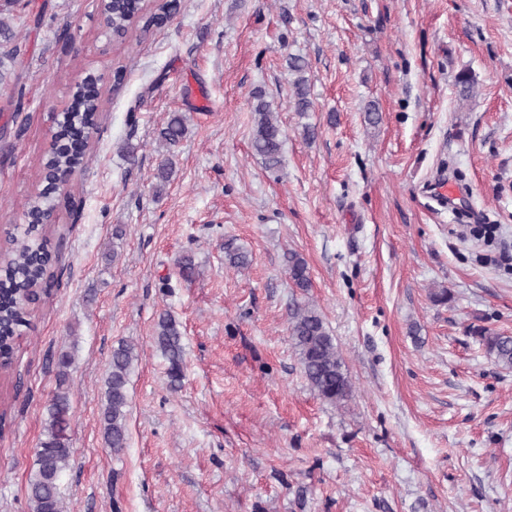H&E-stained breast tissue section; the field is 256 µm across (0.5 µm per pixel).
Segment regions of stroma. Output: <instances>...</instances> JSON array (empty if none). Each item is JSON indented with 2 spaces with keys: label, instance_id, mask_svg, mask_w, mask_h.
Masks as SVG:
<instances>
[{
  "label": "stroma",
  "instance_id": "obj_1",
  "mask_svg": "<svg viewBox=\"0 0 512 512\" xmlns=\"http://www.w3.org/2000/svg\"><path fill=\"white\" fill-rule=\"evenodd\" d=\"M0 17L25 64L21 105L0 89V245L23 223L49 113L80 74L105 77L89 169L42 231L57 278L0 380V512H30L52 360L73 342L63 512H512V371L469 332L512 335V0H180L120 44L96 0H0ZM290 54L309 62L303 114ZM464 69L477 85L462 102ZM257 91L287 136L277 171L251 150ZM174 112L187 134L162 186L158 131ZM442 177L454 206L430 195ZM228 242L248 268L226 264ZM303 300L345 361L342 405L311 389L289 340ZM164 311L183 334L176 390L153 342ZM126 341L138 359L116 455L100 413ZM286 265L289 278L294 286L302 293L311 286V276L307 261L296 251H289L286 255Z\"/></svg>",
  "mask_w": 512,
  "mask_h": 512
}]
</instances>
